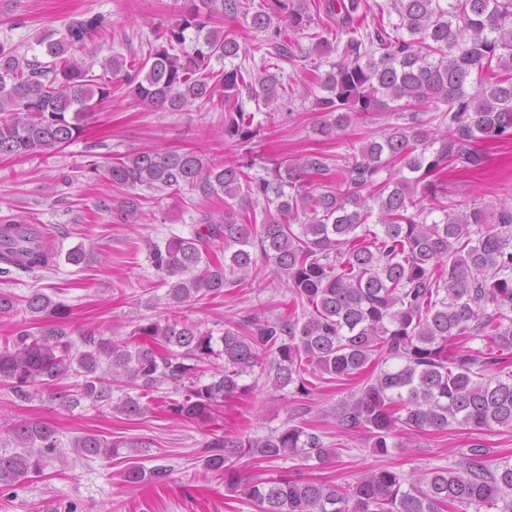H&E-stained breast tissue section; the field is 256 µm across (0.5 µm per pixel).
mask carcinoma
<instances>
[{
  "label": "carcinoma",
  "mask_w": 512,
  "mask_h": 512,
  "mask_svg": "<svg viewBox=\"0 0 512 512\" xmlns=\"http://www.w3.org/2000/svg\"><path fill=\"white\" fill-rule=\"evenodd\" d=\"M250 2L190 0L174 21L152 31L142 59L115 53L104 70L124 73L134 100L152 110L220 103L224 138L244 144L256 134L246 99L267 108L286 87L266 59L255 82L246 81L239 62L246 50L221 18L245 16L264 34L266 54L285 60L297 48L286 32L317 24L308 0H261L253 9ZM326 9L336 16V44L320 45L337 60L316 75L322 94L302 90L323 114L320 133L336 135L376 112L392 113L395 122L337 173L322 154L276 160L264 174L250 173L251 163L215 164L194 151L113 159L104 178L133 191L120 205V223L139 220L142 188L222 193L224 219L206 214L192 237L150 245L152 267L168 286L163 318L139 320L128 342L90 335L81 348L61 330L19 323L0 346L1 385L25 399L76 375L80 381L56 393L61 406L84 400L131 419L145 414L148 391L171 383L179 398L166 402L167 412L207 421L225 400L252 391L243 378L257 369L273 389L291 386L305 398L327 375L350 381L366 373L363 387L326 415L344 432L365 430L378 455L398 447V431L512 429V200L493 210L454 211L437 179L451 165L480 168L478 143L512 139V0H394L398 22L391 27L406 30L407 39L391 35L382 20L366 23L367 0H329ZM111 29L101 13L72 18L60 38L36 40L49 62L0 41V157L47 155L80 138L97 108L112 100V81L91 74L75 52ZM401 100L437 109L432 119L443 130L434 133L417 113L390 106ZM393 162L399 176L364 194ZM435 211L442 218L431 217ZM20 224L0 217V273L54 267L57 255L44 246L23 247L28 237ZM218 244L231 251L229 263L210 257ZM268 273L307 305L302 317L227 321L216 338L176 315L191 300L222 296ZM20 304L33 320L68 316L64 304L38 289L22 300L0 291V314ZM477 339L483 347L474 351L468 343ZM220 357L222 369L209 371ZM5 433L14 449L0 450L1 490L41 477L61 446L46 422L14 424ZM72 447L85 459L110 462L119 449L146 443L87 432ZM206 448L204 470L224 474L256 512H512V462L491 464L478 444L454 467L407 475L378 468L347 486L288 475L242 479L243 459L325 465L340 456L301 423L263 437L215 433ZM169 476L165 465L147 470L138 462L123 473L129 484Z\"/></svg>",
  "instance_id": "cac0c4a2"
}]
</instances>
